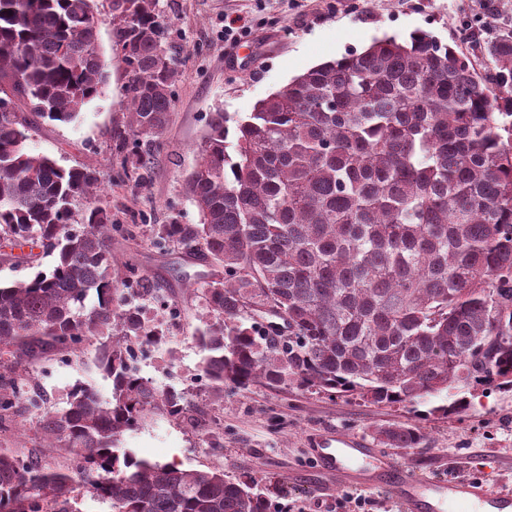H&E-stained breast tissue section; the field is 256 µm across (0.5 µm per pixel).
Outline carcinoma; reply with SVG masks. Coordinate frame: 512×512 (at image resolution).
Returning <instances> with one entry per match:
<instances>
[{
  "instance_id": "cac0c4a2",
  "label": "carcinoma",
  "mask_w": 512,
  "mask_h": 512,
  "mask_svg": "<svg viewBox=\"0 0 512 512\" xmlns=\"http://www.w3.org/2000/svg\"><path fill=\"white\" fill-rule=\"evenodd\" d=\"M94 0H0V239L55 256L51 270L0 282V425L42 396L17 372L47 351L74 353L107 334L99 366L111 395L78 384L42 411L43 444L0 448V512H71L83 490L112 512H269L249 476L141 459L122 447L153 413L188 421L184 393L159 390L131 354L160 339L128 297L149 277H112V216L100 206L69 228L71 205L96 199L87 168L30 151L27 110L71 122L100 93ZM158 0H109L112 48L128 72L122 167L133 138L163 134L178 69ZM485 52L496 72L432 35L374 39L363 51L293 78L237 125L211 113L186 190L198 224H156L154 240L222 264L203 289L201 371L224 386H290L377 407L460 414L463 389L512 388V34ZM95 293L98 305L85 311ZM389 448L424 447L413 422L374 430ZM65 450L66 466L53 461Z\"/></svg>"
}]
</instances>
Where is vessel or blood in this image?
<instances>
[{
	"instance_id": "b4317fda",
	"label": "vessel or blood",
	"mask_w": 512,
	"mask_h": 512,
	"mask_svg": "<svg viewBox=\"0 0 512 512\" xmlns=\"http://www.w3.org/2000/svg\"><path fill=\"white\" fill-rule=\"evenodd\" d=\"M318 462L327 475L389 488L402 512H512L510 490L470 478L431 481L409 476L354 437L323 441Z\"/></svg>"
}]
</instances>
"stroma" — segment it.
<instances>
[{
    "label": "stroma",
    "mask_w": 512,
    "mask_h": 512,
    "mask_svg": "<svg viewBox=\"0 0 512 512\" xmlns=\"http://www.w3.org/2000/svg\"><path fill=\"white\" fill-rule=\"evenodd\" d=\"M159 8L171 24L181 61L168 124L159 138L141 145L152 155L143 177L124 175L112 138L128 121V75L112 50L106 23L99 33L105 76L100 94L74 121L35 119L29 141L32 151L64 167L96 172L100 203L112 215L114 258L134 260L158 286L159 296L179 310V319L163 323L162 341L138 356L136 366L154 387L185 392L192 419L148 417L125 435L123 445L153 461L220 468L231 479L256 477L270 512H350L355 498L364 500L365 512H401L391 492L336 485L321 471L315 450L318 441L339 433L377 447L374 429L410 420L409 410L289 386L228 387L214 395L202 375L194 335L208 319L198 290L224 270L176 246L158 249L151 227L199 223L185 178L215 109H223L229 127H236L258 100L309 68L362 51L373 39H406L417 31L469 57L479 76H491L495 66L478 47L512 31V0H159ZM228 18L247 31L235 45L224 41ZM100 343L93 336L68 359L46 353L27 363L48 406L63 405L78 383L110 395L112 383L97 367ZM421 426L428 436L425 448L387 447L384 455L429 480L478 477L512 489V389L474 390L467 411L431 416Z\"/></svg>",
    "instance_id": "35a3bbf8"
}]
</instances>
